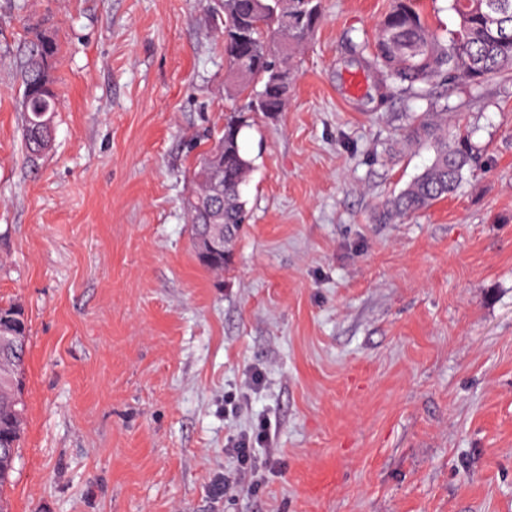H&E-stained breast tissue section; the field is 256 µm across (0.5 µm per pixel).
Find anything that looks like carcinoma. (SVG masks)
Returning <instances> with one entry per match:
<instances>
[{"instance_id":"cac0c4a2","label":"carcinoma","mask_w":512,"mask_h":512,"mask_svg":"<svg viewBox=\"0 0 512 512\" xmlns=\"http://www.w3.org/2000/svg\"><path fill=\"white\" fill-rule=\"evenodd\" d=\"M379 26L373 45H359V54L394 94L427 97L437 81H464L475 87L512 70V0H496L501 9L492 22L480 12L478 0H448L456 28L444 33L431 28L416 7V0H393ZM224 11V56L229 63L227 89L232 98L247 99L251 112L285 111L295 77V59L322 15L321 0H221ZM58 55L56 39L45 32L28 44L20 70L23 86L24 147L29 162L36 163L55 130L42 128L40 120L55 116L57 93L53 70ZM453 119L448 112H424L405 130L408 146L429 145L434 158L399 193L380 206L378 221L389 224L427 210L454 193L473 166L467 138L449 134ZM242 124L236 113L224 116L218 144L224 153H203L193 174L195 190L187 202L192 233L218 222L231 227L232 235L249 222L243 199L251 161L240 145ZM199 263L222 273L232 262L230 250ZM16 333L27 334L21 309L1 307ZM26 349L4 357L8 368L0 371V442L19 447L24 425L22 402Z\"/></svg>"}]
</instances>
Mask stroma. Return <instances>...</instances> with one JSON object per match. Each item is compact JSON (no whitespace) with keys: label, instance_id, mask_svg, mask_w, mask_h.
<instances>
[{"label":"stroma","instance_id":"35a3bbf8","mask_svg":"<svg viewBox=\"0 0 512 512\" xmlns=\"http://www.w3.org/2000/svg\"><path fill=\"white\" fill-rule=\"evenodd\" d=\"M391 2L322 0L286 111L247 114L250 221L217 277L186 200L233 105L218 0H0V306L29 329L9 512H512V74L386 95L354 45ZM40 24L57 118L33 165ZM435 109L473 172L377 223ZM265 418L276 470L225 491V442ZM58 55L56 39L46 32H39L28 44L25 60L20 70L23 86L24 147L29 162L35 164L48 141L54 140L57 93L54 88L53 70ZM52 118V127L42 128L40 120Z\"/></svg>","mask_w":512,"mask_h":512}]
</instances>
